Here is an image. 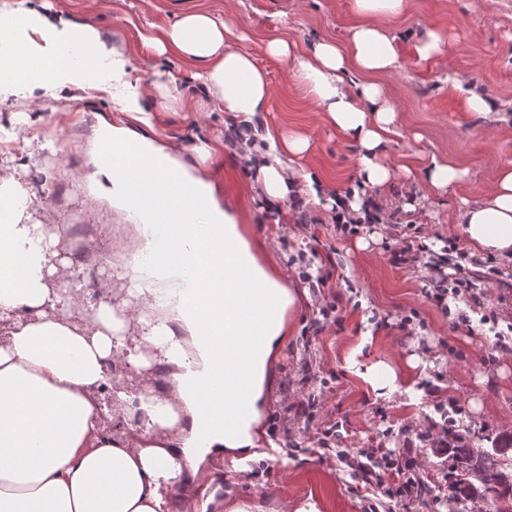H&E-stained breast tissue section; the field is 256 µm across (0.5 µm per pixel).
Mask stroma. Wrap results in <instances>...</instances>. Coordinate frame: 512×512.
I'll return each mask as SVG.
<instances>
[{"label":"stroma","instance_id":"35a3bbf8","mask_svg":"<svg viewBox=\"0 0 512 512\" xmlns=\"http://www.w3.org/2000/svg\"><path fill=\"white\" fill-rule=\"evenodd\" d=\"M31 5L47 15L68 7L123 51L124 74L113 75L107 60L95 59L94 79L112 82L114 90L133 81L147 89L158 79L177 86L180 97L172 109H152L154 137L179 146L183 161L229 197L267 258L286 271L289 286L301 294L261 423L266 457L201 466L196 476L175 486V502L202 505L223 500L229 491L243 502L262 494L266 512H281L285 504L291 512L312 505L318 512H366L367 493L338 454L355 456L381 442L392 448L409 440L417 443L434 487L432 500L412 512H446L453 461L420 443V433L438 431L447 409L456 430L480 436V448L491 449L493 438L512 435V351L505 347L512 341V262L474 251L459 222L460 212L480 201L497 171L512 163V0H408L403 14L386 21L398 65L376 80L399 109L386 147L396 171L370 192L381 223L346 236L334 229V211L309 196L270 203L249 155L225 142L228 125L219 102L187 64L145 49L141 38L189 8L224 20L236 34L232 47L250 52L273 88L270 109L254 118L253 128L308 138V151L288 163L289 177L299 182L308 174L341 194L360 185L357 147L317 112L298 84L284 80L285 62L269 56L266 45L283 38L305 53L328 40L349 49L356 22L352 0H31ZM429 31L443 36L447 51L424 60L417 47ZM469 90L493 100L494 111L467 112ZM116 117L111 92L81 100H31L19 90L0 100V178L21 184L28 196L27 223L102 225V234L81 246L100 260V300L114 303L123 290L112 277L113 259L122 256L133 234L98 175L97 137ZM202 142L211 147L205 159L195 152ZM434 160L462 169V179L441 190L428 188L420 173ZM412 200L416 208L406 209ZM393 212L399 222L391 228L384 219ZM301 213L308 228L296 225ZM410 237L436 253L456 241L458 263L473 274L494 264L496 280L482 305L469 308L454 295L440 305L427 299L422 265L390 261L393 248ZM361 240L366 248H358ZM300 252L310 260L311 274L330 273L336 296V321L318 334L315 299L292 261ZM463 312L469 325L456 323ZM367 335L374 338L368 346L362 343ZM379 360L410 369L387 396L376 395L358 375ZM311 394L321 397L320 405L305 406ZM282 412L310 430L279 449L271 429ZM331 419L339 424L336 451L323 457L309 433ZM282 490L288 493L284 502L278 497Z\"/></svg>","mask_w":512,"mask_h":512}]
</instances>
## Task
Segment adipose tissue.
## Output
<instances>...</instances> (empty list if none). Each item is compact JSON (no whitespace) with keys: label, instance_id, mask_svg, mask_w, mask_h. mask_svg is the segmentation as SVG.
<instances>
[{"label":"adipose tissue","instance_id":"1","mask_svg":"<svg viewBox=\"0 0 512 512\" xmlns=\"http://www.w3.org/2000/svg\"><path fill=\"white\" fill-rule=\"evenodd\" d=\"M407 0H354L360 22L351 52L317 42L289 72L328 122L359 147L362 186L348 206L361 210L368 189L391 178L381 150L398 111L373 74L390 70L397 53L387 19ZM231 29L210 13L183 12L143 38L145 48L196 67L208 93L229 118L249 122L265 111L267 71L247 52L230 47ZM107 57L123 71L126 57L109 48L89 22L67 11L50 18L17 4L0 9V92L17 88L33 98L80 93L96 83L81 62ZM139 84H126L117 99L120 118L102 135L112 163L99 172L112 185V201L147 229L134 266L117 270L127 280L126 299L88 307L83 293L62 296L51 286L59 255L58 234L22 223L18 183L0 180V512H173L172 490L196 474L208 455L236 458L260 445L270 370L293 329L300 296L270 264L231 202H220L213 183L184 167L174 145L143 133L150 118ZM301 137L271 143L258 168L270 201L288 198L294 185L283 159L304 153ZM474 250L512 258V164L502 167L485 197L459 216ZM204 236L211 252L194 253L186 241ZM178 282L208 297L224 289V320L179 304L156 313L153 284ZM92 311L96 327L77 319ZM223 331L226 368L244 365L243 396L226 392L216 404L210 389L186 365L187 346ZM128 364L140 385L128 395L138 424L113 429L105 422L102 387L109 362ZM170 367L171 384L159 394L149 369Z\"/></svg>","mask_w":512,"mask_h":512}]
</instances>
